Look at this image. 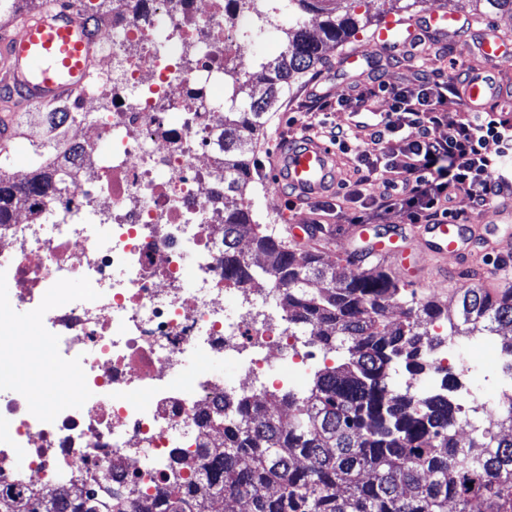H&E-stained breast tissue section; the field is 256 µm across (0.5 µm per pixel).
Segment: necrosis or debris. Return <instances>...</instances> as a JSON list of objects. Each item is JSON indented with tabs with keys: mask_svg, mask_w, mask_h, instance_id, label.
Masks as SVG:
<instances>
[{
	"mask_svg": "<svg viewBox=\"0 0 512 512\" xmlns=\"http://www.w3.org/2000/svg\"><path fill=\"white\" fill-rule=\"evenodd\" d=\"M238 14L230 0H114L93 21L67 186L0 224V496L162 481L224 415L217 364L256 396L305 370L274 289L225 304L222 89L253 38Z\"/></svg>",
	"mask_w": 512,
	"mask_h": 512,
	"instance_id": "necrosis-or-debris-1",
	"label": "necrosis or debris"
}]
</instances>
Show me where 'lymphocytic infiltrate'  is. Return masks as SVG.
<instances>
[{
	"mask_svg": "<svg viewBox=\"0 0 512 512\" xmlns=\"http://www.w3.org/2000/svg\"><path fill=\"white\" fill-rule=\"evenodd\" d=\"M456 74L389 93V110L369 142L357 146L358 167L392 173L401 190L388 200L412 224L438 218L457 219L453 191L463 192L475 208L484 210L501 194L512 191V122L492 112L469 114L450 126L445 138L433 135L437 114L447 105L446 91ZM411 128L415 137L404 136ZM495 152H488V143Z\"/></svg>",
	"mask_w": 512,
	"mask_h": 512,
	"instance_id": "lymphocytic-infiltrate-1",
	"label": "lymphocytic infiltrate"
}]
</instances>
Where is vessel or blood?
Masks as SVG:
<instances>
[{"instance_id": "1", "label": "vessel or blood", "mask_w": 512, "mask_h": 512, "mask_svg": "<svg viewBox=\"0 0 512 512\" xmlns=\"http://www.w3.org/2000/svg\"><path fill=\"white\" fill-rule=\"evenodd\" d=\"M420 34L442 44L463 36L471 39L477 62L457 86L458 100L467 111L512 106L507 94L511 83L501 71L502 65L512 62L511 38L493 26L475 28L470 19L447 7L407 22H387L375 30L373 41L384 51H401ZM95 58L82 15L50 7L24 19L16 33L0 39V84L19 87L26 104L47 107L82 89ZM272 167L277 182L288 184L298 205L331 195L338 181L335 149L311 134L284 142ZM371 238L368 255L392 260L400 274L416 280L426 275L427 257L452 255L466 263L485 243L479 233H466L463 224L453 221L412 229L398 226Z\"/></svg>"}]
</instances>
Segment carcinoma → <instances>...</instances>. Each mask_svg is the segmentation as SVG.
Instances as JSON below:
<instances>
[{
	"label": "carcinoma",
	"mask_w": 512,
	"mask_h": 512,
	"mask_svg": "<svg viewBox=\"0 0 512 512\" xmlns=\"http://www.w3.org/2000/svg\"><path fill=\"white\" fill-rule=\"evenodd\" d=\"M255 16V36L275 24L269 0H233ZM288 0L290 50L240 77L224 68V281L250 288L261 280L288 310V335H310L323 365L303 389L271 392L258 402L239 396L224 405V446L203 440L188 473L170 469L154 494L139 487L99 485L79 491L45 489L29 499H0V512H204L219 500L224 512H512V402L467 435L457 429L462 407L448 398L456 378L439 354L459 336H498L512 372V287L493 295L468 288L458 305L442 307L406 293L378 262L350 276L337 274L316 253L298 251L253 220L245 191L257 170L249 145L263 117L288 93L295 76L325 64V46L372 23L356 14L364 0ZM484 14H512V0H457ZM309 14L322 17L318 31ZM67 171L37 163L25 185L0 179V224L10 223L22 197L54 194ZM248 238L259 258L245 260ZM321 281L322 288L313 287ZM448 325V333L434 330ZM415 377L441 375L440 391L419 394L392 382L397 366Z\"/></svg>",
	"instance_id": "carcinoma-1"
}]
</instances>
